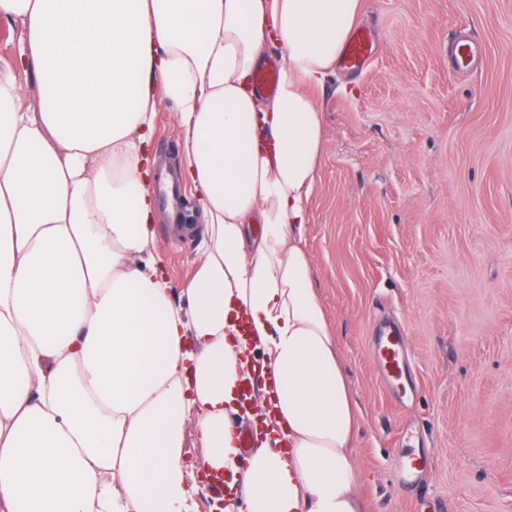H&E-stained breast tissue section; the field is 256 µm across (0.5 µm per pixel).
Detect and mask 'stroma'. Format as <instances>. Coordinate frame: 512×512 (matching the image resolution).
<instances>
[{"label":"stroma","mask_w":512,"mask_h":512,"mask_svg":"<svg viewBox=\"0 0 512 512\" xmlns=\"http://www.w3.org/2000/svg\"><path fill=\"white\" fill-rule=\"evenodd\" d=\"M376 54L314 94L326 139L304 245L362 419L367 512H512V0H360ZM474 54L459 64L455 46ZM175 107L154 153L181 171ZM204 229L155 226L175 292ZM398 328L387 384L371 350ZM432 470L398 482L404 456Z\"/></svg>","instance_id":"1"}]
</instances>
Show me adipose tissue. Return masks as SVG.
Instances as JSON below:
<instances>
[{
  "label": "adipose tissue",
  "mask_w": 512,
  "mask_h": 512,
  "mask_svg": "<svg viewBox=\"0 0 512 512\" xmlns=\"http://www.w3.org/2000/svg\"><path fill=\"white\" fill-rule=\"evenodd\" d=\"M359 17L360 0H0L18 32L0 66V512H199L201 473L223 477L225 512H365L361 410L303 245L312 89ZM161 95L205 225L179 301L153 229ZM280 71V61L269 58L256 72V89L263 94L271 95L277 90Z\"/></svg>",
  "instance_id": "adipose-tissue-1"
}]
</instances>
